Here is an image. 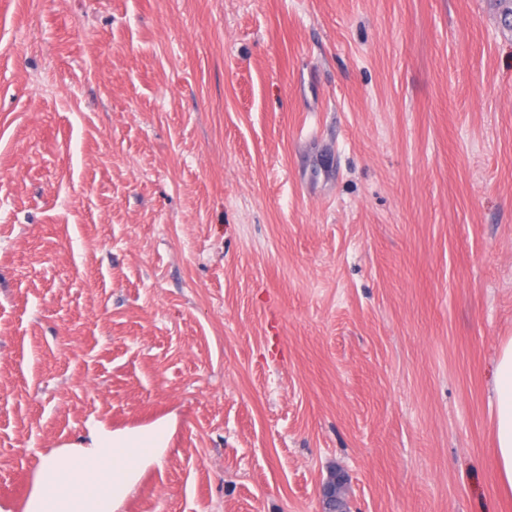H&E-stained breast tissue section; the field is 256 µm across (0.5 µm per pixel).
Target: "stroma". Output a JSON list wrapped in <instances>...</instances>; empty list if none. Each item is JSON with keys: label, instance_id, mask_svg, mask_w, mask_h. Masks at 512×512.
I'll return each mask as SVG.
<instances>
[{"label": "stroma", "instance_id": "35a3bbf8", "mask_svg": "<svg viewBox=\"0 0 512 512\" xmlns=\"http://www.w3.org/2000/svg\"><path fill=\"white\" fill-rule=\"evenodd\" d=\"M501 0H0V512L175 415L119 512H512ZM493 398L496 405L495 441L503 487L512 491V341L505 344L496 368ZM348 476L343 471H332L329 473L326 481L322 484L321 494L326 503H334L336 499L343 505L342 510L328 512H349L347 500L345 499V493L347 490Z\"/></svg>", "mask_w": 512, "mask_h": 512}]
</instances>
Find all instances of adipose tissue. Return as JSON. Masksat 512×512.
<instances>
[{
	"instance_id": "1",
	"label": "adipose tissue",
	"mask_w": 512,
	"mask_h": 512,
	"mask_svg": "<svg viewBox=\"0 0 512 512\" xmlns=\"http://www.w3.org/2000/svg\"><path fill=\"white\" fill-rule=\"evenodd\" d=\"M495 441L503 487L512 491V341L496 368ZM175 430L174 418L110 431H90L86 442L54 449L37 469L24 512H118L151 465L160 463Z\"/></svg>"
}]
</instances>
